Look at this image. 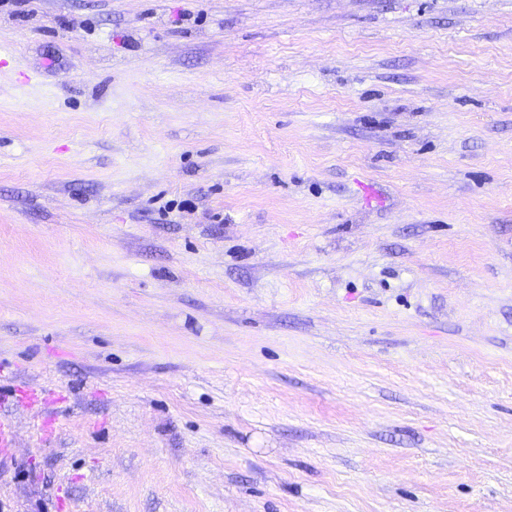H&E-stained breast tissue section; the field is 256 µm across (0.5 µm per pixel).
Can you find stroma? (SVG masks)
I'll return each instance as SVG.
<instances>
[{
	"instance_id": "35a3bbf8",
	"label": "stroma",
	"mask_w": 512,
	"mask_h": 512,
	"mask_svg": "<svg viewBox=\"0 0 512 512\" xmlns=\"http://www.w3.org/2000/svg\"><path fill=\"white\" fill-rule=\"evenodd\" d=\"M0 512H512V0H0Z\"/></svg>"
}]
</instances>
